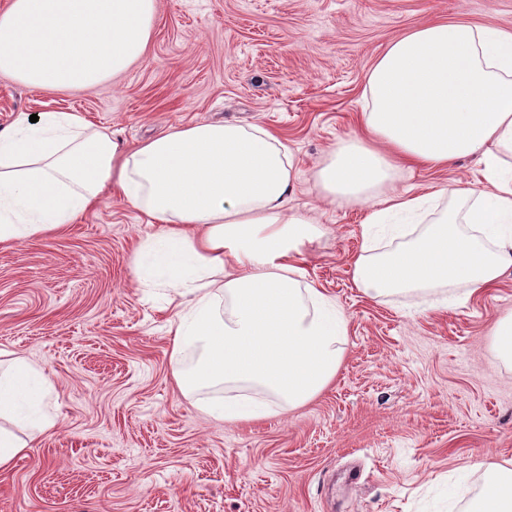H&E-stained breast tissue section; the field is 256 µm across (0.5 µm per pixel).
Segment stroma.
Instances as JSON below:
<instances>
[{"mask_svg": "<svg viewBox=\"0 0 512 512\" xmlns=\"http://www.w3.org/2000/svg\"><path fill=\"white\" fill-rule=\"evenodd\" d=\"M512 30V0H157L145 58L87 89L0 74V128L20 114L81 112L133 147L170 128L230 121L274 132L301 183L289 206L325 229L308 281L349 320L335 381L302 408L228 423L177 389L164 296L130 258L155 232L124 199L63 230L0 245V361L37 364L56 420L0 471V512H462L481 465L512 461V364L491 330L512 313V270L464 286L370 298L353 285L365 210L324 203L315 163L361 134L369 70L425 22ZM474 158L417 169L423 194L484 185Z\"/></svg>", "mask_w": 512, "mask_h": 512, "instance_id": "obj_1", "label": "stroma"}]
</instances>
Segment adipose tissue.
Instances as JSON below:
<instances>
[{
	"instance_id": "1",
	"label": "adipose tissue",
	"mask_w": 512,
	"mask_h": 512,
	"mask_svg": "<svg viewBox=\"0 0 512 512\" xmlns=\"http://www.w3.org/2000/svg\"><path fill=\"white\" fill-rule=\"evenodd\" d=\"M156 0H11L0 73L44 90L96 86L147 52ZM364 136L339 140L314 174L323 200L367 208L354 283L371 297L462 284L512 269V31L426 23L391 41L362 96ZM478 154L487 187L397 190L404 172ZM299 170L270 130L190 123L127 149L78 112L19 115L0 130V245L73 223L113 189L158 230L131 257L139 288L176 301L172 377L214 419L300 408L335 379L348 321L295 259L324 234L291 213ZM51 384L35 365L0 368V417L43 431ZM467 512H512V468L487 465Z\"/></svg>"
}]
</instances>
